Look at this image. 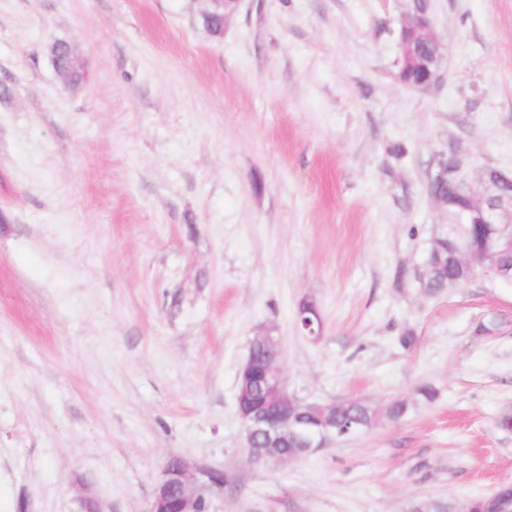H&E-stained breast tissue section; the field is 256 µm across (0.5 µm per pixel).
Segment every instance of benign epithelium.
I'll return each mask as SVG.
<instances>
[{"label": "benign epithelium", "instance_id": "benign-epithelium-1", "mask_svg": "<svg viewBox=\"0 0 512 512\" xmlns=\"http://www.w3.org/2000/svg\"><path fill=\"white\" fill-rule=\"evenodd\" d=\"M446 184L471 201V207L455 213L448 225L512 222V172L491 166L476 169L468 150L452 142L448 144V150L440 153L427 183L428 197L439 210L447 202L436 189ZM471 261L480 263L497 277L511 281L512 235L488 240L482 254ZM274 331L273 327L264 329L262 362L248 357L240 368L244 380L264 388L265 409L250 415L242 405L247 390H242L236 397L244 448L251 462L264 466L286 464L336 441L329 427L313 429L299 416H288V406L298 398L288 394L282 348L279 337L272 335ZM285 445L293 448V453L277 452ZM204 499L211 504V512H218L217 501L224 499V473L183 459L169 460L153 488L147 512H200V503Z\"/></svg>", "mask_w": 512, "mask_h": 512}]
</instances>
